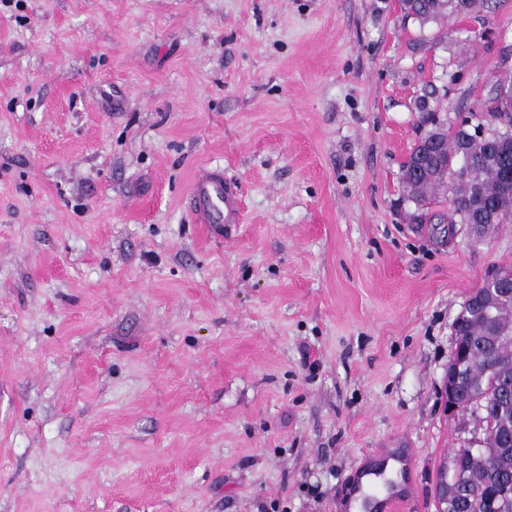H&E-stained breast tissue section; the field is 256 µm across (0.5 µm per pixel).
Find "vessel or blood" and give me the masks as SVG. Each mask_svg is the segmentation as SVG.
I'll use <instances>...</instances> for the list:
<instances>
[{
	"mask_svg": "<svg viewBox=\"0 0 512 512\" xmlns=\"http://www.w3.org/2000/svg\"><path fill=\"white\" fill-rule=\"evenodd\" d=\"M191 204L199 223L220 237L242 221V207L237 185L223 171L206 168L192 181Z\"/></svg>",
	"mask_w": 512,
	"mask_h": 512,
	"instance_id": "vessel-or-blood-1",
	"label": "vessel or blood"
}]
</instances>
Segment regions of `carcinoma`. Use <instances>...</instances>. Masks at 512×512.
<instances>
[{
	"instance_id": "obj_1",
	"label": "carcinoma",
	"mask_w": 512,
	"mask_h": 512,
	"mask_svg": "<svg viewBox=\"0 0 512 512\" xmlns=\"http://www.w3.org/2000/svg\"><path fill=\"white\" fill-rule=\"evenodd\" d=\"M481 3L482 0H401V7L406 16L423 25L470 14ZM474 111H485L496 122V127L490 129L494 141L489 149H495L505 134V142L512 148L511 95L500 101L478 103ZM475 136L476 132L463 126H437L427 134L429 138H438L441 154L429 165L426 181L408 190L407 198L422 209L427 202L441 197L448 202V212H422L416 216L418 223L470 224L477 213L495 206L504 187L512 188V169L491 168L477 153L469 157L455 154L460 143L470 142ZM496 327L503 331L512 328L509 309L501 310L500 318L494 322L468 309L457 316V333L461 338L457 356L465 361L471 378L481 384L480 390L460 399L458 413L469 412L478 419L484 441L496 449V455L483 464L471 456L467 446L453 450L452 457L470 470L469 479L460 486L453 512H495L504 491H512V434L503 432L500 415L503 380L512 376V334L490 336Z\"/></svg>"
}]
</instances>
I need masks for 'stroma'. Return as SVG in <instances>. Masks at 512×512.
<instances>
[{
  "mask_svg": "<svg viewBox=\"0 0 512 512\" xmlns=\"http://www.w3.org/2000/svg\"><path fill=\"white\" fill-rule=\"evenodd\" d=\"M505 71L512 0H0V512H344L389 448L435 512L512 224L415 223L402 164ZM482 0H402L401 7L407 17L426 24L450 19L453 16L476 11ZM191 204L196 220L207 224L215 237H223L231 227L242 222L238 186L218 169L199 171L192 181Z\"/></svg>",
  "mask_w": 512,
  "mask_h": 512,
  "instance_id": "1",
  "label": "stroma"
}]
</instances>
